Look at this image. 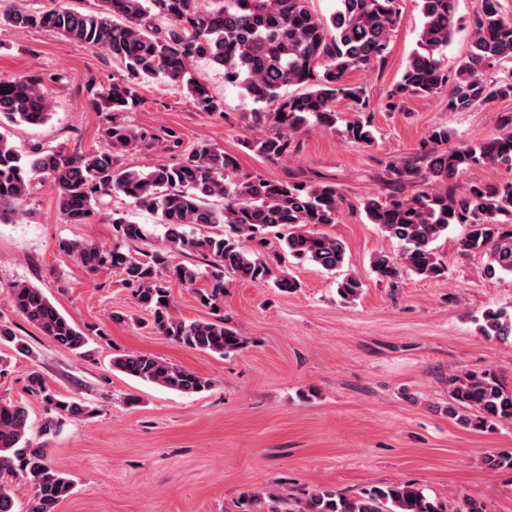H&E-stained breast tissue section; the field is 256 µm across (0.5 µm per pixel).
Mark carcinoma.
Here are the masks:
<instances>
[{
  "label": "carcinoma",
  "mask_w": 512,
  "mask_h": 512,
  "mask_svg": "<svg viewBox=\"0 0 512 512\" xmlns=\"http://www.w3.org/2000/svg\"><path fill=\"white\" fill-rule=\"evenodd\" d=\"M81 13L50 0L38 8L24 0L0 7V24L15 30H43L97 49L119 63L111 87L96 95L94 105L107 111L102 146L79 157L61 149L34 147L21 153L0 132V221L15 212L36 184L53 183L57 207L67 224H85L101 198L121 194L158 218L164 228L157 243L144 224L112 217L120 239L131 245L151 244L136 257L119 246L110 250L63 238L59 251L75 257L90 271L115 268L134 289L138 306L151 316L158 334L193 350L225 356L244 348L246 340L220 313L225 276L263 283L273 279L282 291L298 288L286 257L310 262L328 272L342 268L345 244L323 231L336 223L344 198L329 182L267 180L240 170L236 156L200 146L182 154L176 164L148 169L122 165V156L150 147L172 150L177 141L150 133L120 118L133 110L137 88L162 80L180 88L202 112L224 113V103L194 77L189 63L204 58L224 70V82L239 87L269 109L252 115L263 134L248 137L244 147L268 160L290 151L295 139L313 128L331 131L343 121L336 110L340 97L356 105L359 117L345 122L349 138L370 143L371 123L361 117L370 108L364 88L347 81L361 69L384 65L392 33L401 22L399 0H337L330 16H321L312 0H98ZM422 25L416 47L388 94L386 106L414 97L446 94L448 111H464L512 97V78L490 80L488 68L512 61V20L500 0H482L471 20L469 51L448 74L444 51L453 36L456 0H416ZM299 86L300 93L284 92ZM53 116L51 97L37 74L0 80V125L42 126ZM508 131L498 137L439 150L448 131L432 130L422 143L426 165H392L393 191L363 201L367 220L397 240L398 256L372 260L376 275L394 281L405 273L443 278L447 267L433 243L456 224L465 227L462 249L486 258L489 276H512V181L470 184L457 190L452 182L463 171L483 165L512 167V113L500 116ZM423 181L428 191L403 195L404 186ZM185 288L203 280L197 290L202 305L214 311L208 320L172 315L169 279ZM353 275L336 281L345 300L361 293ZM15 309L42 335L76 354L87 353L89 337L31 284L12 287ZM481 330L494 338L512 337V316L489 310ZM0 345L34 358L29 344L0 323ZM112 367L130 377L183 393L208 390L212 380L145 353L112 358ZM448 418L476 430H494L512 422V388L491 370L466 372L449 380ZM29 394L52 406L57 415L79 419L91 409L84 402L49 390L40 371L27 376ZM25 405L0 398V512H16L6 486L14 476L32 486L29 512H56L74 489L73 479L53 465L44 448L29 438ZM243 512H485L469 502L464 509L429 499L420 488L395 483L371 486L356 495L313 493L296 509L289 499L269 491L247 497Z\"/></svg>",
  "instance_id": "carcinoma-1"
}]
</instances>
